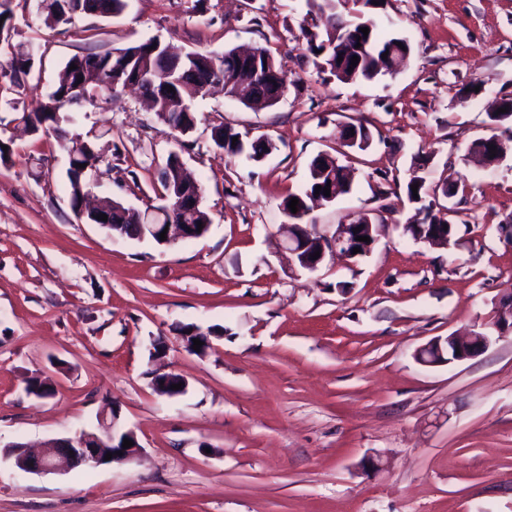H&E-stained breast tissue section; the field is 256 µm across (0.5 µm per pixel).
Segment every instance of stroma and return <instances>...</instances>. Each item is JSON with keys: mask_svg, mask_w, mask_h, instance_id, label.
I'll list each match as a JSON object with an SVG mask.
<instances>
[{"mask_svg": "<svg viewBox=\"0 0 512 512\" xmlns=\"http://www.w3.org/2000/svg\"><path fill=\"white\" fill-rule=\"evenodd\" d=\"M0 44V447L40 446L94 425L105 403L143 448L139 460L30 474L0 462V512H512V338L438 366L416 351L480 330L512 297V149L481 165L473 141L507 136L490 115L512 97V0H383L406 36L400 73L343 83L320 72L307 39L322 28L308 0H127L116 17L50 28L38 0H12ZM185 51L268 48L287 95L256 111L198 95L182 136L143 100L103 96L68 108V134L105 135L111 171L91 192L136 209L160 205V167L178 153L202 185L212 224L201 238L159 245L79 223L68 156L25 132L67 60L149 39ZM34 56L22 86L11 49ZM365 127L367 150L343 148L339 125ZM228 127L276 145L261 162L212 140ZM319 154L354 169L351 193L315 209L325 227L368 215L371 254L308 272L278 253L281 201ZM465 185L453 198V243L403 235L422 221L407 184ZM223 328L205 354L183 326ZM162 356H155V344ZM188 382L158 395L152 370ZM51 380L49 398L29 378Z\"/></svg>", "mask_w": 512, "mask_h": 512, "instance_id": "35a3bbf8", "label": "stroma"}]
</instances>
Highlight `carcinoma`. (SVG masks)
Wrapping results in <instances>:
<instances>
[{
	"label": "carcinoma",
	"mask_w": 512,
	"mask_h": 512,
	"mask_svg": "<svg viewBox=\"0 0 512 512\" xmlns=\"http://www.w3.org/2000/svg\"><path fill=\"white\" fill-rule=\"evenodd\" d=\"M323 25L321 40L312 37L307 40V50L318 59L320 70L343 82L372 81L389 74L382 54L396 44L399 50L411 51L408 39L388 29L392 22H383L373 14L377 5L373 0H311ZM126 7V0H40V12L47 26L55 28L67 25L74 17L86 15L94 17H112L120 14ZM368 28L364 42L367 47L360 64L351 66L349 60H339L336 48L351 39L353 32ZM260 54L258 64L241 58L234 49L222 53L208 51H190L175 54L167 45L150 39L136 45L112 48L106 51L87 50L69 58L58 84L47 94L46 101L36 112L24 114L21 119L35 134L54 131L61 138V145L68 154L67 180L71 208L80 206L88 192L90 177L99 169L102 161V148L98 139H84L78 135L67 137L60 127L64 119L61 112L73 104L86 102L93 104L106 94H116L131 82H139L153 89L157 118L171 129L178 127L190 131L196 126L197 118L186 105V97L202 92L213 85H223L224 92L245 105L256 104L272 106L276 104L288 89V79L278 73L276 81L267 83L259 78L255 69H264L267 64H275L269 51L263 47L255 48ZM77 68H71V65ZM33 68L32 55L20 47L12 56L9 79L21 85L24 77ZM174 91H169V88ZM238 141H233V138ZM212 138L215 145L224 149L230 156L247 161L259 162L270 154L275 145L264 136L252 140L239 138V133L230 128L214 129ZM86 167H81V164ZM328 168L340 171L348 166L336 163V159L322 156L313 158L309 164V173L305 186L297 193L288 194L284 203L291 198L303 203L308 193L315 191L318 181L328 178L318 176ZM163 178L160 183L163 192L169 196L171 204H176V193L182 186V163L175 153L168 155L161 168ZM103 212L112 213L111 223L103 228L114 235L121 233L127 237L138 236L140 229V210L125 206L122 202L107 199L99 205ZM158 224L169 222L182 224L202 223L203 232H209L211 218L204 208L186 217L182 213L155 217Z\"/></svg>",
	"instance_id": "obj_1"
}]
</instances>
